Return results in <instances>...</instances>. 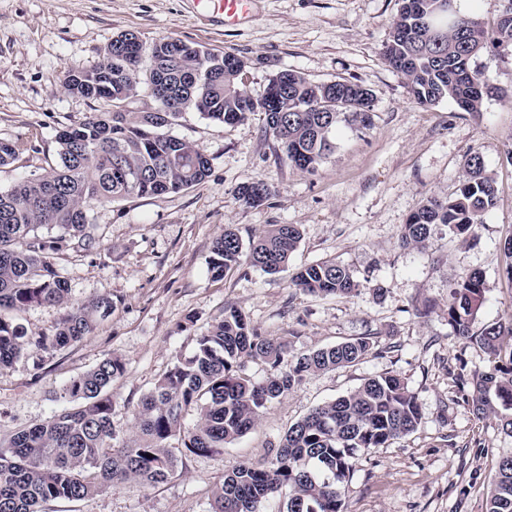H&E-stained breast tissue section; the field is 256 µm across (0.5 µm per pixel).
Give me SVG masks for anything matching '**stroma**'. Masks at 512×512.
Returning <instances> with one entry per match:
<instances>
[{"mask_svg": "<svg viewBox=\"0 0 512 512\" xmlns=\"http://www.w3.org/2000/svg\"><path fill=\"white\" fill-rule=\"evenodd\" d=\"M398 8V0H252L250 19L227 27L195 12L190 0H0V141L27 145L0 166L1 190L56 165L57 131L100 108L65 89L64 71L93 65L125 32L147 46L169 37L238 55L256 99L284 69L316 82L356 81L372 92L370 126L340 122L335 150L311 173L291 165L266 133L264 113L231 125L185 111L171 133L208 158V177L177 193L92 207L85 227L92 249L58 261L66 305H32L16 318L36 336L53 330L69 308L101 297L111 298L112 311L81 343L34 350L0 370V440L67 407L65 385L110 356L125 364L112 384V427L118 441L128 440L140 399L177 357L192 355L197 336L228 305L295 353L357 337L371 338L373 353L305 376L223 452L174 448L176 472L156 487H110L50 503L46 512H210L212 490L231 465L262 459L313 408L389 371L416 394L421 423L389 447L358 453L346 512H485L497 463L512 456V437L497 418H476L452 386L449 371H482L488 361L441 311L453 284L478 271L487 292L473 331L512 314V282L503 274V246L512 238V51L490 49L475 59L495 88L480 112L449 100L417 104L383 58ZM473 152L497 187L474 240L460 242L438 224L426 248L402 245L400 229L421 200L454 196ZM258 180L269 197L245 205L239 186ZM228 224L245 241L269 224L298 225L289 269L270 275L244 264L213 279L212 242ZM318 260L348 268L358 290L314 296L293 287L294 268ZM426 302L436 312L418 316L416 306Z\"/></svg>", "mask_w": 512, "mask_h": 512, "instance_id": "35a3bbf8", "label": "stroma"}]
</instances>
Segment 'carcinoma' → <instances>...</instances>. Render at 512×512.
I'll list each match as a JSON object with an SVG mask.
<instances>
[{
	"label": "carcinoma",
	"mask_w": 512,
	"mask_h": 512,
	"mask_svg": "<svg viewBox=\"0 0 512 512\" xmlns=\"http://www.w3.org/2000/svg\"><path fill=\"white\" fill-rule=\"evenodd\" d=\"M384 46L388 65L404 78L421 105L454 101L464 112L482 111L493 86L472 62L488 49L512 50V0H506L492 30L466 16L442 19L438 0H399ZM149 64L142 65L143 56ZM228 53H212L178 39L161 38L146 48L137 35L112 39L90 67H72L63 84L72 94L102 103L77 124L56 134V167L0 191V369L32 350H54L82 342L98 317L112 309L99 298L68 311L49 333L29 337L14 313L32 304L63 305L68 283L55 256L84 250L90 207L131 195L153 196L192 187L210 171L208 159L169 134L180 116L194 109L225 124L266 116V130L288 161L302 172L316 169L334 148L341 121L370 123L369 89L349 80L314 83L295 70H282L263 98L253 99L242 81L245 62L224 68ZM104 81L111 90L93 91ZM145 95L164 113L141 111ZM455 196L425 198L400 231L404 244L423 246L432 226L442 224L460 241L474 237L494 205L495 181L481 155L466 158ZM269 195L262 181L247 183L238 196L247 205ZM58 228L45 237L41 227ZM301 240L295 224H270L248 242L226 229L212 243L208 270L221 279L247 263L267 274L288 268ZM293 285L321 296H347L357 287L353 273L326 260L303 266ZM487 291L479 272L463 276L443 310L448 325L474 340L488 357V369L452 376L455 387L472 385L466 401L481 418L499 416L512 436V317L473 332ZM367 337L318 348L288 359V343L263 336L245 314L224 307V317L196 339L193 354L177 359L134 411L135 435L114 443L112 381L125 364L108 357L65 387L70 406L15 432L0 444V512H44L56 501L92 497L110 486L135 483L148 489L174 474L170 442L197 455L224 450V444L252 430L268 404L291 391L303 376L354 364L372 353ZM261 360L273 372L254 380L244 361ZM288 369H281V365ZM193 412V423L185 416ZM421 405L397 373L366 379L355 390L312 409L292 425L262 462H238L224 472L212 494V512H261V505L288 491L287 512H344V494L360 450L386 448L416 430ZM486 512H512V457L500 460Z\"/></svg>",
	"instance_id": "obj_1"
}]
</instances>
